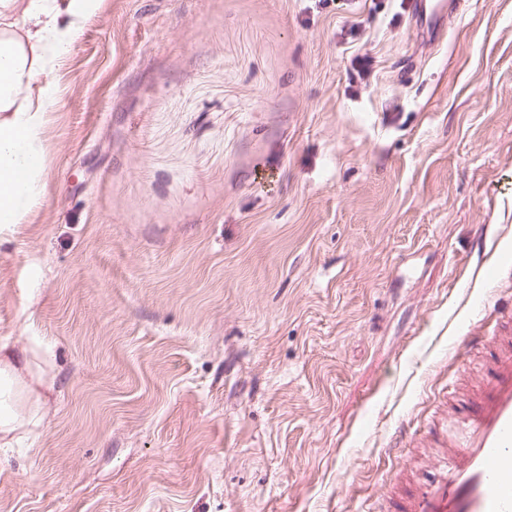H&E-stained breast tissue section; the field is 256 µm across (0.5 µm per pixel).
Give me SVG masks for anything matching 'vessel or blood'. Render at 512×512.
<instances>
[{
    "label": "vessel or blood",
    "mask_w": 512,
    "mask_h": 512,
    "mask_svg": "<svg viewBox=\"0 0 512 512\" xmlns=\"http://www.w3.org/2000/svg\"><path fill=\"white\" fill-rule=\"evenodd\" d=\"M482 343L490 371L471 391L468 413H449L430 455L435 478L394 497V512H512V319Z\"/></svg>",
    "instance_id": "1"
}]
</instances>
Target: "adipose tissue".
I'll list each match as a JSON object with an SVG mask.
<instances>
[{
	"mask_svg": "<svg viewBox=\"0 0 512 512\" xmlns=\"http://www.w3.org/2000/svg\"><path fill=\"white\" fill-rule=\"evenodd\" d=\"M96 0H0V227L20 223L39 195L54 62ZM53 378L36 348L0 354V447L38 433Z\"/></svg>",
	"mask_w": 512,
	"mask_h": 512,
	"instance_id": "ef3b65f1",
	"label": "adipose tissue"
}]
</instances>
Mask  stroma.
Returning <instances> with one entry per match:
<instances>
[{
	"label": "stroma",
	"instance_id": "obj_1",
	"mask_svg": "<svg viewBox=\"0 0 512 512\" xmlns=\"http://www.w3.org/2000/svg\"><path fill=\"white\" fill-rule=\"evenodd\" d=\"M100 0L0 345L48 351L0 512H369L427 486L512 309V0ZM368 79H360V69Z\"/></svg>",
	"mask_w": 512,
	"mask_h": 512
}]
</instances>
